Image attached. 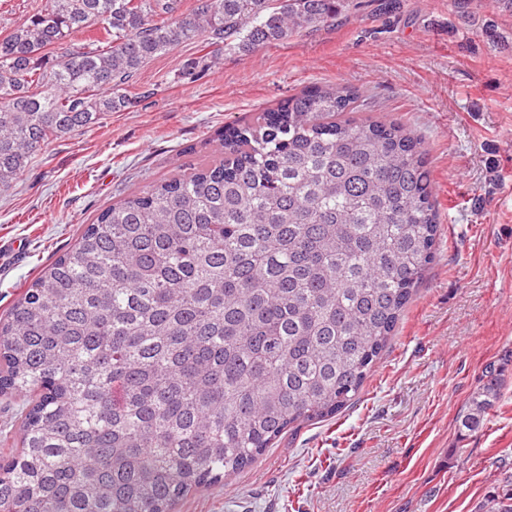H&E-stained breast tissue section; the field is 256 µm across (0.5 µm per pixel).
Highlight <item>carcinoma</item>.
<instances>
[{"label": "carcinoma", "mask_w": 512, "mask_h": 512, "mask_svg": "<svg viewBox=\"0 0 512 512\" xmlns=\"http://www.w3.org/2000/svg\"><path fill=\"white\" fill-rule=\"evenodd\" d=\"M350 2L47 0L0 38V191L128 107L154 57L198 40L217 61ZM363 106L328 84L224 126L217 158L109 206L40 272L0 318V398L34 395L0 512H173L356 399L440 236L424 142ZM501 385L487 371L461 434ZM504 483L479 512H512Z\"/></svg>", "instance_id": "carcinoma-1"}]
</instances>
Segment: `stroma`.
Wrapping results in <instances>:
<instances>
[{
    "mask_svg": "<svg viewBox=\"0 0 512 512\" xmlns=\"http://www.w3.org/2000/svg\"><path fill=\"white\" fill-rule=\"evenodd\" d=\"M176 46L135 79L137 103L37 153L0 192V316L97 215L211 155L302 88L358 89L367 115L429 150L437 255L358 398L285 433L174 512H477L512 475V11L495 0H353L334 24L208 66ZM503 372L481 431L460 435L486 368Z\"/></svg>",
    "mask_w": 512,
    "mask_h": 512,
    "instance_id": "1",
    "label": "stroma"
}]
</instances>
